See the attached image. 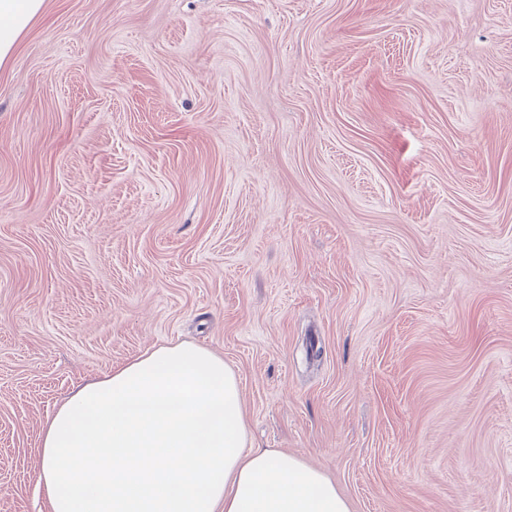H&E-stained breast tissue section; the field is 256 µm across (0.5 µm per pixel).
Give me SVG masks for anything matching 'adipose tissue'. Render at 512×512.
<instances>
[{
  "instance_id": "adipose-tissue-1",
  "label": "adipose tissue",
  "mask_w": 512,
  "mask_h": 512,
  "mask_svg": "<svg viewBox=\"0 0 512 512\" xmlns=\"http://www.w3.org/2000/svg\"><path fill=\"white\" fill-rule=\"evenodd\" d=\"M45 0H0V66ZM47 512H350L331 478L252 448L239 380L187 342L148 349L86 383L42 429Z\"/></svg>"
}]
</instances>
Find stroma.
I'll use <instances>...</instances> for the list:
<instances>
[{
  "instance_id": "1",
  "label": "stroma",
  "mask_w": 512,
  "mask_h": 512,
  "mask_svg": "<svg viewBox=\"0 0 512 512\" xmlns=\"http://www.w3.org/2000/svg\"><path fill=\"white\" fill-rule=\"evenodd\" d=\"M179 342L350 512H512V0H46L0 68V512Z\"/></svg>"
}]
</instances>
